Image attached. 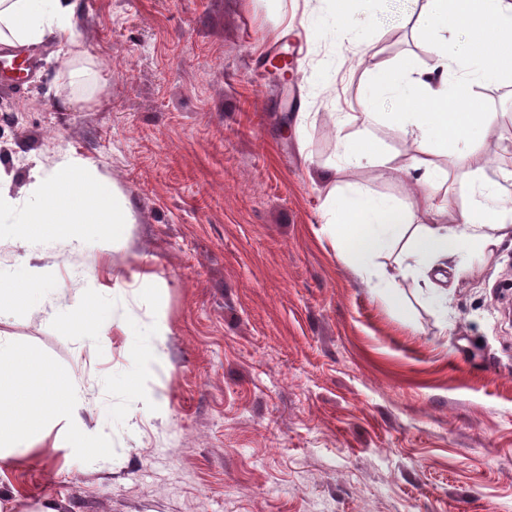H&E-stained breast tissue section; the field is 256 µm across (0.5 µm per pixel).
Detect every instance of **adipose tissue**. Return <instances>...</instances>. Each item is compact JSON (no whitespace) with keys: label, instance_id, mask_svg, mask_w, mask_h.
Returning <instances> with one entry per match:
<instances>
[{"label":"adipose tissue","instance_id":"obj_1","mask_svg":"<svg viewBox=\"0 0 512 512\" xmlns=\"http://www.w3.org/2000/svg\"><path fill=\"white\" fill-rule=\"evenodd\" d=\"M76 13L77 0H0V45H38L52 37L77 64L87 51L75 32ZM419 18L436 31L452 23L467 29L480 26L492 31L503 48L512 47V0H422ZM433 53L431 67L391 74L387 82L397 119L410 128L418 150L406 167L412 188L409 204L422 211L425 223L408 227L406 206L370 196L355 185L328 199L326 208L330 224L340 225V239L349 253L386 249L405 236L422 272L440 282L462 241L493 247L503 240L512 230V207L502 198H491L490 188L477 182L473 203L453 216V225H446L448 197L435 158L447 153L449 144L460 143L475 165H482L485 114L474 86L491 73L475 56L466 71H458L445 43L435 44ZM3 216L10 217L13 234L27 241L51 233L80 242L96 240L109 249L121 243L122 227L132 221L130 209L115 200L111 178L91 162L67 154L53 166L34 169L26 200L0 188ZM51 278L50 266L37 263L0 277V315L22 309L44 313L73 333L94 328L107 336L119 331L129 340L135 365L147 367L168 332L165 318H115L121 291L98 284L69 303H53L45 290ZM82 408L71 376L0 338V461L63 442L87 455L100 453L101 442L84 423Z\"/></svg>","mask_w":512,"mask_h":512}]
</instances>
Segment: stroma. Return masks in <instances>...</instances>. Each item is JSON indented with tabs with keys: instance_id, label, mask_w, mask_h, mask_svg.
I'll list each match as a JSON object with an SVG mask.
<instances>
[{
	"instance_id": "obj_1",
	"label": "stroma",
	"mask_w": 512,
	"mask_h": 512,
	"mask_svg": "<svg viewBox=\"0 0 512 512\" xmlns=\"http://www.w3.org/2000/svg\"><path fill=\"white\" fill-rule=\"evenodd\" d=\"M416 9L79 0L81 83L58 43L39 45L38 78L0 94L12 196L71 151L111 177L134 221L109 251L1 234L0 273L29 258L53 266L61 303L83 293L86 272L108 276L124 315L160 311L169 333L140 376L119 334L72 335L28 311L0 319L15 346L78 381L106 448L0 462L8 512H512V243L459 251L440 304L413 256L356 264L326 226L336 187L408 199L404 128L385 103L378 122L362 118L383 68L433 63ZM291 41L301 55L283 78L268 57ZM499 72L474 87L487 114L481 177L512 189V68ZM361 133L387 165L343 161L342 137ZM438 162L451 211L467 207L465 149ZM141 273L158 299L142 295ZM135 375L139 389L118 382Z\"/></svg>"
}]
</instances>
